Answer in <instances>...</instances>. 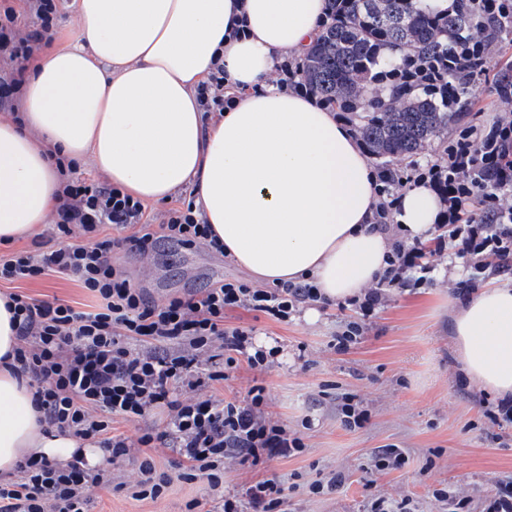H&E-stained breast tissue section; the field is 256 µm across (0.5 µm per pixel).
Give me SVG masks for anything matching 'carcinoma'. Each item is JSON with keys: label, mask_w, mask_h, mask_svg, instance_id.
<instances>
[{"label": "carcinoma", "mask_w": 512, "mask_h": 512, "mask_svg": "<svg viewBox=\"0 0 512 512\" xmlns=\"http://www.w3.org/2000/svg\"><path fill=\"white\" fill-rule=\"evenodd\" d=\"M512 49V0H451L443 11L422 0H330V13L310 50L296 57V76L328 108L350 112L377 174L394 179L417 165L436 141L448 163L444 132L475 130L476 166L448 167L444 195L465 180L473 193L458 202L461 224H512V207L487 199L512 193V125L482 120L512 113V62L492 65Z\"/></svg>", "instance_id": "carcinoma-1"}]
</instances>
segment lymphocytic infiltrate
Here are the masks:
<instances>
[{
  "label": "lymphocytic infiltrate",
  "mask_w": 512,
  "mask_h": 512,
  "mask_svg": "<svg viewBox=\"0 0 512 512\" xmlns=\"http://www.w3.org/2000/svg\"><path fill=\"white\" fill-rule=\"evenodd\" d=\"M69 0H21L0 4V111L16 113L29 61L54 40V22ZM203 123L222 117L232 101L224 84V61L215 59L195 88ZM405 190L397 183L379 189L375 217L391 233L387 267L378 289L355 299L361 320L345 322L333 347L345 352L366 335L390 288L431 285L422 265L423 244L392 234L391 223ZM47 249L0 258V281L58 276L88 290L94 310L80 311L62 300L45 301L21 293L8 296L17 344L9 364L34 390L41 421L101 448L108 463L134 453L142 460L134 485L143 498H158L172 479L206 477L212 488L224 483L228 459L259 463L303 452L305 444L287 424L267 411L266 389L251 386L244 399L209 395L240 364L263 371L274 350L258 346L249 328L229 326L227 311L246 309L280 323L291 322L301 304L316 300L310 284L254 287L222 280L184 296L152 297L117 265L121 251L150 259L158 240L186 248L224 251L193 197L155 215L146 205L106 179H72L64 186L52 220ZM437 249H450L475 272L512 270V224H452L438 236ZM163 428L137 437L115 433V419L139 424L154 412ZM178 456L176 475L158 470L151 449ZM99 471L84 458L65 463L31 455L16 474L0 481V512H86L90 487ZM284 486L273 478L250 482L242 496H226L215 512H287Z\"/></svg>",
  "instance_id": "f902f5d3"
}]
</instances>
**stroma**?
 Segmentation results:
<instances>
[{"label":"stroma","instance_id":"1","mask_svg":"<svg viewBox=\"0 0 512 512\" xmlns=\"http://www.w3.org/2000/svg\"><path fill=\"white\" fill-rule=\"evenodd\" d=\"M426 259L434 267L433 284L391 292L361 343L345 353L336 352L330 341L340 324L356 319L354 307L335 303L321 308L317 321L299 314L286 324L255 311L226 313L225 324L252 328L255 344L277 346L278 353L265 371L240 366L217 386V396L240 399L252 385L265 386L269 412L297 430L306 448L258 466L225 461V494L241 493L254 479L274 478L288 488V512H365L374 497L395 504L409 499L420 512H452L451 504L433 497L434 490L446 488L455 500L468 502L470 512H480V502L496 484L512 478V426L502 429L504 440L492 441L500 429L485 411L495 397L464 375L448 336V300L460 282L473 278L481 288L511 284L512 273L476 275L445 252ZM117 263L159 299L225 278H247L227 257L165 241L150 264L124 252ZM10 292L57 297L80 309L94 302L75 282L54 276L1 282L0 293ZM345 393L356 394L370 412L362 428L349 430L341 423L338 404ZM391 444L405 452V466L370 471L373 455ZM138 465L134 456L114 464L110 484L91 493L88 512H188L192 502L213 498L203 478L172 480L155 499L133 497L130 482ZM335 475L341 482L333 486L329 480ZM315 480L325 483L318 495L307 489Z\"/></svg>","mask_w":512,"mask_h":512}]
</instances>
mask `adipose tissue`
I'll return each mask as SVG.
<instances>
[{
  "label": "adipose tissue",
  "instance_id": "adipose-tissue-1",
  "mask_svg": "<svg viewBox=\"0 0 512 512\" xmlns=\"http://www.w3.org/2000/svg\"><path fill=\"white\" fill-rule=\"evenodd\" d=\"M78 43L46 55L27 80L23 124L0 117V243L47 223L59 181L50 149L90 158L152 204L191 187L224 253L253 283H309L319 298L363 294L386 267L389 235L374 227L376 177L348 126L313 96L283 91L278 57L302 55L328 0H76ZM237 99L203 125L194 89L214 56ZM438 193L408 188L395 221L430 238ZM448 331L462 369L512 396V285L453 298ZM33 391L0 364V476L28 455L90 465L99 449L50 435Z\"/></svg>",
  "mask_w": 512,
  "mask_h": 512
}]
</instances>
